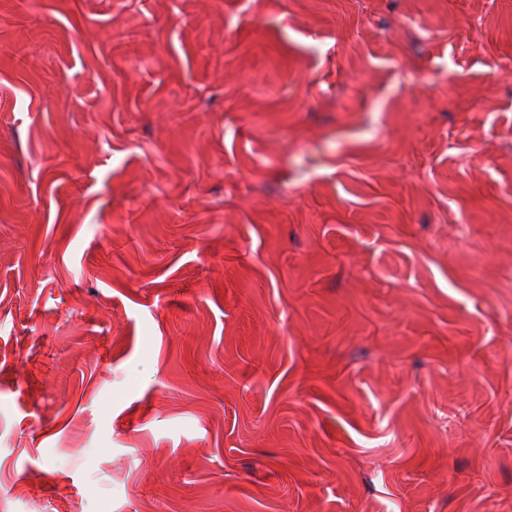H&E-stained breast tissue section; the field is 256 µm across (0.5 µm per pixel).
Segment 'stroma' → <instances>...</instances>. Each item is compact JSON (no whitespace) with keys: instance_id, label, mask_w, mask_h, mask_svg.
<instances>
[{"instance_id":"stroma-1","label":"stroma","mask_w":512,"mask_h":512,"mask_svg":"<svg viewBox=\"0 0 512 512\" xmlns=\"http://www.w3.org/2000/svg\"><path fill=\"white\" fill-rule=\"evenodd\" d=\"M0 512H512V0H0Z\"/></svg>"}]
</instances>
